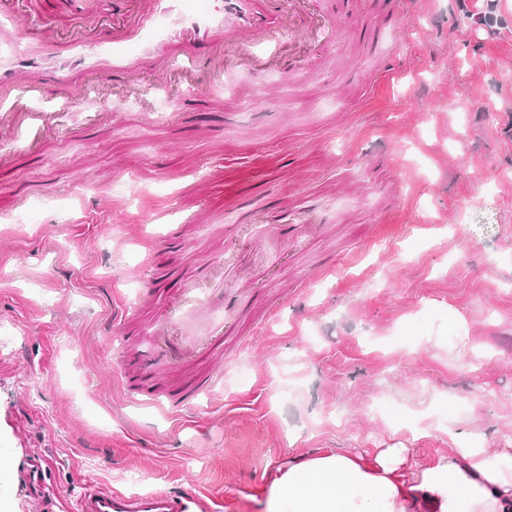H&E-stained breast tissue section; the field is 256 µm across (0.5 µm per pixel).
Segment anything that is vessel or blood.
I'll use <instances>...</instances> for the list:
<instances>
[{"mask_svg": "<svg viewBox=\"0 0 512 512\" xmlns=\"http://www.w3.org/2000/svg\"><path fill=\"white\" fill-rule=\"evenodd\" d=\"M15 2L0 0V42L10 47L9 55L0 58V86L10 93L9 99L0 102V128L25 140L50 129L54 122L53 113L32 112L25 106L27 98L58 81L60 69L45 63L50 54H58L63 67L96 79L109 91L115 77L129 75L139 61L167 43L171 46L167 70L180 72L196 84L213 83L237 63L253 60V48L270 34L289 28L291 13L308 0H288L284 14L267 10L260 0H218L211 9L192 11L184 0H121L122 22L113 24L90 51L63 42L60 24L53 16H44L35 28H23ZM414 5L415 0H371L376 14L395 22L411 14ZM227 40L242 47L240 59L216 53V46ZM222 180V171H212L206 179L184 186L182 195L204 198ZM142 301L153 305L158 316L155 354L150 358L133 353L124 356L121 374L126 391L142 402L165 401L172 412L191 409L222 373L224 329L218 326L204 339L174 344L169 329L188 312L194 301L192 288L181 286L177 295L162 304L156 288L151 287ZM76 512H224V500L202 493L189 479L149 496H124L91 486L79 496Z\"/></svg>", "mask_w": 512, "mask_h": 512, "instance_id": "vessel-or-blood-1", "label": "vessel or blood"}]
</instances>
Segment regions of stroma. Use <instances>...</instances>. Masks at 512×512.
Returning a JSON list of instances; mask_svg holds the SVG:
<instances>
[{"mask_svg": "<svg viewBox=\"0 0 512 512\" xmlns=\"http://www.w3.org/2000/svg\"><path fill=\"white\" fill-rule=\"evenodd\" d=\"M319 8L343 65L317 39L266 42L262 73L224 92L150 65L130 77L143 96L30 97L58 115L35 147L0 132V452L49 460L57 512L91 483L186 478L264 512L304 454L512 445V0H422L400 28L368 0ZM217 165L228 194L184 210ZM175 224L158 263L221 297L226 335L221 382L182 417L122 389L154 318L110 329Z\"/></svg>", "mask_w": 512, "mask_h": 512, "instance_id": "stroma-1", "label": "stroma"}]
</instances>
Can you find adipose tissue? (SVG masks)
Wrapping results in <instances>:
<instances>
[{
    "label": "adipose tissue",
    "instance_id": "ef3b65f1",
    "mask_svg": "<svg viewBox=\"0 0 512 512\" xmlns=\"http://www.w3.org/2000/svg\"><path fill=\"white\" fill-rule=\"evenodd\" d=\"M408 451L329 453L289 465L266 512H512V454L466 443L407 470Z\"/></svg>",
    "mask_w": 512,
    "mask_h": 512
}]
</instances>
